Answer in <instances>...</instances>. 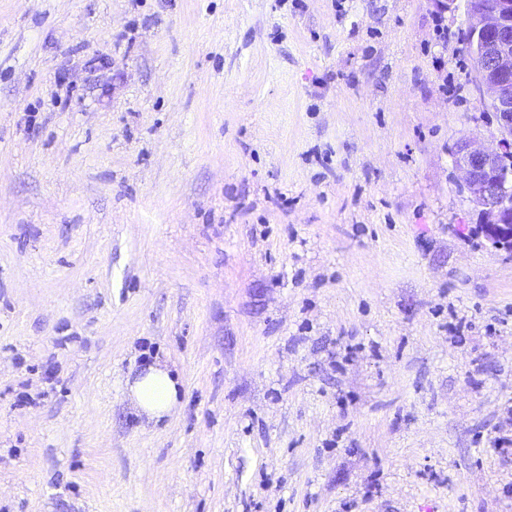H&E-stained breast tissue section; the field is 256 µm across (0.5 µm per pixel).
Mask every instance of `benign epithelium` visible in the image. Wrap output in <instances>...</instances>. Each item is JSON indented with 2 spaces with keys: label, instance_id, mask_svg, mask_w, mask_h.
<instances>
[{
  "label": "benign epithelium",
  "instance_id": "7a95c632",
  "mask_svg": "<svg viewBox=\"0 0 512 512\" xmlns=\"http://www.w3.org/2000/svg\"><path fill=\"white\" fill-rule=\"evenodd\" d=\"M468 45L476 62V86L496 113L501 138L494 150L460 144L455 166L494 249H512V181L503 156L512 152V0H467Z\"/></svg>",
  "mask_w": 512,
  "mask_h": 512
}]
</instances>
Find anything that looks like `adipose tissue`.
<instances>
[{
    "label": "adipose tissue",
    "instance_id": "ef3b65f1",
    "mask_svg": "<svg viewBox=\"0 0 512 512\" xmlns=\"http://www.w3.org/2000/svg\"><path fill=\"white\" fill-rule=\"evenodd\" d=\"M182 383L160 362L143 366L126 378V391L137 415L150 422L171 416L180 405Z\"/></svg>",
    "mask_w": 512,
    "mask_h": 512
}]
</instances>
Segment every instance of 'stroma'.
<instances>
[{"label":"stroma","mask_w":512,"mask_h":512,"mask_svg":"<svg viewBox=\"0 0 512 512\" xmlns=\"http://www.w3.org/2000/svg\"><path fill=\"white\" fill-rule=\"evenodd\" d=\"M468 26L0 0V512H512V251L454 165L500 137ZM156 358L183 396L149 424L125 378Z\"/></svg>","instance_id":"35a3bbf8"}]
</instances>
